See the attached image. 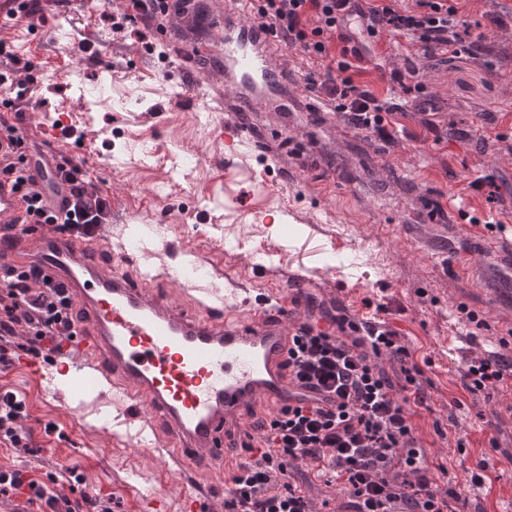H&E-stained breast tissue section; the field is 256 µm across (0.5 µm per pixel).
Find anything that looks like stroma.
<instances>
[{
	"mask_svg": "<svg viewBox=\"0 0 512 512\" xmlns=\"http://www.w3.org/2000/svg\"><path fill=\"white\" fill-rule=\"evenodd\" d=\"M510 14L512 0H461L459 19L471 34L487 35L496 54L451 75L427 71L448 132L438 144L416 114L397 118L391 144L308 112L289 113L288 138L277 139L275 113L239 111L218 60L201 58L194 72L183 71L175 56L150 51L151 23L114 33L88 0L45 10L33 69L38 91L25 112L31 124L62 114L76 127L74 154L133 210L145 244L134 254L137 267L186 265L177 250L186 243L205 260L197 284L207 285L208 266L217 264L239 283L245 310L285 286L291 272L320 280L321 298H343L352 311L383 306V319L427 364L429 408L415 421L431 431V479L454 477L464 512H512V387L471 394L461 385L472 359L512 356V344L499 343L512 329V27L493 23ZM418 64L407 39L386 35L372 46L365 79L401 103L402 87L378 84L377 76ZM486 112L494 124L485 123ZM234 123L249 124L254 138L229 156L221 132ZM477 175L494 177L496 199L468 190ZM432 210L437 220H426ZM468 216L503 223L495 254L461 231ZM441 241L447 252L432 254ZM6 390L25 399L33 436L29 450L0 447V466L34 469L66 495L60 475L76 465L84 492L119 502V512H140L158 493L168 512H181L184 487L163 475V461L134 441L113 446L122 402L102 395L80 404L59 384L42 396L17 365L0 371ZM436 425L464 439L465 452L434 434ZM485 457L484 482H472L468 466Z\"/></svg>",
	"mask_w": 512,
	"mask_h": 512,
	"instance_id": "1",
	"label": "stroma"
}]
</instances>
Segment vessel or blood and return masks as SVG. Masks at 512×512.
Here are the masks:
<instances>
[{
    "label": "vessel or blood",
    "instance_id": "b4317fda",
    "mask_svg": "<svg viewBox=\"0 0 512 512\" xmlns=\"http://www.w3.org/2000/svg\"><path fill=\"white\" fill-rule=\"evenodd\" d=\"M209 37L174 47L181 61L214 56L224 61V80L251 112H314L311 100L289 97L288 67L273 66L279 32L254 18L248 0L224 16L206 18ZM50 146L29 174L48 208L64 216L67 191L58 168L75 163L60 129H42ZM28 203L10 178L0 176V225L23 224ZM132 238L113 241L107 226L91 233H59L40 226L7 251L14 265L40 263L70 296L77 334L65 349H77L64 368L76 400L108 389L126 406L114 423L115 438L139 440L146 452L163 457L168 473L193 486L184 512H203L213 493L211 477L232 474L231 453L243 437L251 412L267 414L294 403L302 389L288 376L291 339L307 323L311 286L296 276L287 292H273L248 311L219 288L183 289L174 301L170 275L134 268ZM112 250L113 262L96 261Z\"/></svg>",
    "mask_w": 512,
    "mask_h": 512
}]
</instances>
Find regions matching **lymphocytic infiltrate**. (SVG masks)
Returning <instances> with one entry per match:
<instances>
[{
  "label": "lymphocytic infiltrate",
  "mask_w": 512,
  "mask_h": 512,
  "mask_svg": "<svg viewBox=\"0 0 512 512\" xmlns=\"http://www.w3.org/2000/svg\"><path fill=\"white\" fill-rule=\"evenodd\" d=\"M253 9L280 32L285 45L322 70V79H310V89L354 128L386 142L403 108L359 82L369 49L356 42V32L368 39L381 32L402 36L424 59L445 65L480 61L490 52L485 35L460 29L454 0H254ZM31 69L0 39V105L13 111L6 130L21 148L16 160L0 161V175H15L33 212L54 230L107 223L108 196L87 169L59 170L70 194L62 221L46 212L41 194L20 174L30 144L18 133L24 114L16 104L33 93ZM75 322L65 288L41 265H0V370L20 351L36 359L63 358L62 342L71 338ZM19 336L26 339L20 346ZM385 357L399 363V376L386 372ZM288 372L300 387L332 392L337 402L326 409L300 400L262 416L260 435L240 443L241 461L224 489V512H315L296 481L301 463L314 464L347 488L356 512H449L451 501L459 500L453 483L439 488L428 475L414 421L417 408L426 405L425 371L397 332L348 336L309 324L292 338ZM509 378L512 358L497 354L470 361L462 386L475 393ZM27 416L24 398L0 393V447L29 448ZM17 494L33 512H112L107 499L59 496L29 471L0 467V497Z\"/></svg>",
  "instance_id": "1"
}]
</instances>
